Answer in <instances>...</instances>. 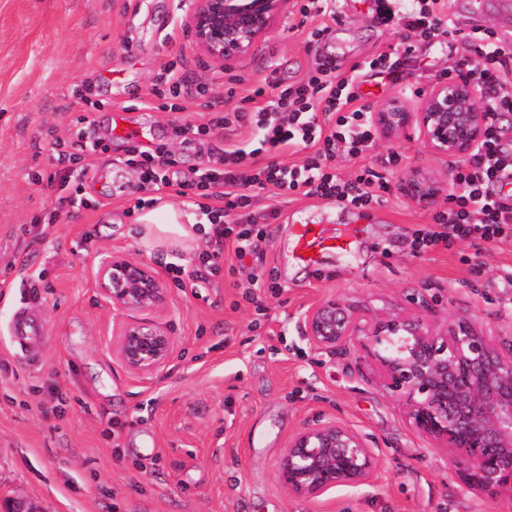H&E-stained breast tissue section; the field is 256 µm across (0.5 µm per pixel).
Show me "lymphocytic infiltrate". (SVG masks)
<instances>
[{"mask_svg":"<svg viewBox=\"0 0 512 512\" xmlns=\"http://www.w3.org/2000/svg\"><path fill=\"white\" fill-rule=\"evenodd\" d=\"M376 4V20L382 26H398L406 34L448 43L468 40L469 48L456 61L452 74L480 89V105L487 117L485 136L471 158L452 166L447 209L435 215V228L418 231L416 250L457 239L511 238L512 191H505L499 173L512 168V148L503 145L497 119L499 113L512 112V92L506 88L512 75V54L492 30L463 36L444 0H411L410 7L398 11L390 0H376ZM252 96L256 106H237L212 123L251 128L258 136L259 149L226 144L201 178L190 177L180 184L184 191L212 188L215 198L222 201L225 221L214 230L217 238L232 234L252 238L254 201L269 189L283 199L304 189L309 195L357 208L376 202L388 190L387 180L372 170H362L347 181L331 171L336 158L357 159L373 143L372 106L360 93L357 67L343 71L327 59L300 82L265 83ZM299 147L307 151L301 165L279 163V155ZM261 153L269 156V163H259Z\"/></svg>","mask_w":512,"mask_h":512,"instance_id":"lymphocytic-infiltrate-1","label":"lymphocytic infiltrate"}]
</instances>
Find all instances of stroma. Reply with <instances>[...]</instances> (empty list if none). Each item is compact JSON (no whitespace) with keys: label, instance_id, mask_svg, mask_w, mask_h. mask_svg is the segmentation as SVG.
I'll return each mask as SVG.
<instances>
[{"label":"stroma","instance_id":"obj_1","mask_svg":"<svg viewBox=\"0 0 512 512\" xmlns=\"http://www.w3.org/2000/svg\"><path fill=\"white\" fill-rule=\"evenodd\" d=\"M459 23L492 28L512 49V0H446ZM190 0H0V495L37 512H512V501L469 492L446 457L405 423L355 352L313 348L302 314L323 298H343L362 315L423 302L433 323L473 317L498 342L512 340V239L456 241L413 253L414 229L432 223L397 189L423 170L442 177L448 160L413 132L375 140L363 158L337 159L390 184L366 208L291 194L277 219L261 222L263 250L229 236L208 242L216 262L173 275L159 253L130 235L142 201L170 203L209 222L182 175L204 170L224 147L215 112L240 105L264 80H301L325 58L360 64L372 106L407 98L437 82L461 54L458 44L398 34L375 23L374 0H336L335 16L302 18L297 0L274 29L234 63L219 66L191 48ZM325 34L309 42L315 28ZM397 48L383 72L367 63ZM173 70L202 95H175L160 80ZM241 76L234 96L224 82ZM195 125L175 136V126ZM135 131L117 135L114 125ZM169 150V185L140 190L132 145ZM399 153L391 165L387 157ZM341 233L349 254L307 265L293 255V213ZM111 251L148 262L168 303L153 313L178 343L159 373L127 371L112 354L119 314L94 277ZM266 282L259 298L251 275ZM37 321L42 336L18 345L12 325ZM336 420L379 448L374 479L340 488L325 507L297 499L274 469L303 425Z\"/></svg>","mask_w":512,"mask_h":512}]
</instances>
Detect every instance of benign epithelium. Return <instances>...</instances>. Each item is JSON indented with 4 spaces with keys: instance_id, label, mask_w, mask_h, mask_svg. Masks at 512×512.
Returning <instances> with one entry per match:
<instances>
[{
    "instance_id": "7a95c632",
    "label": "benign epithelium",
    "mask_w": 512,
    "mask_h": 512,
    "mask_svg": "<svg viewBox=\"0 0 512 512\" xmlns=\"http://www.w3.org/2000/svg\"><path fill=\"white\" fill-rule=\"evenodd\" d=\"M288 0H191L185 24L193 49L213 63L249 53L284 14ZM384 138L410 129L436 155L463 160L484 138L479 93L465 80L430 87L414 109L395 98L371 113ZM412 203L432 210L447 200L448 179L413 171L399 181ZM100 297L123 319L113 354L127 370L152 375L174 357L177 342L147 318L165 306L167 288L143 261L113 253L95 273ZM301 330L315 349L334 355L352 345L377 370L380 387L399 402L409 427L461 474L474 493L512 500V342L504 348L477 322L454 316L431 326L418 312L358 316L341 298L308 310ZM381 457L357 430L318 420L292 434L277 463V482L297 498H327L368 484Z\"/></svg>"
}]
</instances>
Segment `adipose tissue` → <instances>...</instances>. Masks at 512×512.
Returning a JSON list of instances; mask_svg holds the SVG:
<instances>
[{
	"instance_id": "adipose-tissue-1",
	"label": "adipose tissue",
	"mask_w": 512,
	"mask_h": 512,
	"mask_svg": "<svg viewBox=\"0 0 512 512\" xmlns=\"http://www.w3.org/2000/svg\"><path fill=\"white\" fill-rule=\"evenodd\" d=\"M211 230V225L196 223L193 215L162 205L141 216L133 236L148 249L165 253L178 250L189 257Z\"/></svg>"
}]
</instances>
